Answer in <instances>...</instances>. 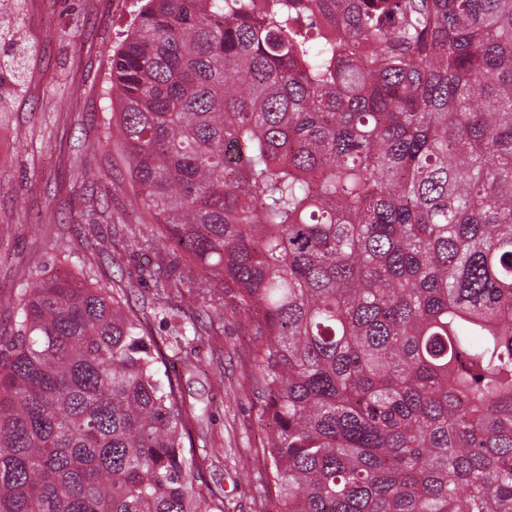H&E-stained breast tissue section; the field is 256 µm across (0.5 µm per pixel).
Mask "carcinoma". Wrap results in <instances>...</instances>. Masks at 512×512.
<instances>
[{
  "label": "carcinoma",
  "mask_w": 512,
  "mask_h": 512,
  "mask_svg": "<svg viewBox=\"0 0 512 512\" xmlns=\"http://www.w3.org/2000/svg\"><path fill=\"white\" fill-rule=\"evenodd\" d=\"M110 82L171 331L251 335L264 512H512V0H143ZM5 302L0 512H213L143 318Z\"/></svg>",
  "instance_id": "1"
}]
</instances>
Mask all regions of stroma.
Masks as SVG:
<instances>
[{"mask_svg": "<svg viewBox=\"0 0 512 512\" xmlns=\"http://www.w3.org/2000/svg\"><path fill=\"white\" fill-rule=\"evenodd\" d=\"M138 7V0L25 2L17 34L35 52L0 112V292L18 293L55 272L128 289L187 401L208 409L192 438L224 512H263L268 462L241 359L249 342L242 320L229 312L202 318L209 335L175 346L154 290L173 258L132 245L143 224L130 206L128 160L112 139L109 73Z\"/></svg>", "mask_w": 512, "mask_h": 512, "instance_id": "1", "label": "stroma"}]
</instances>
